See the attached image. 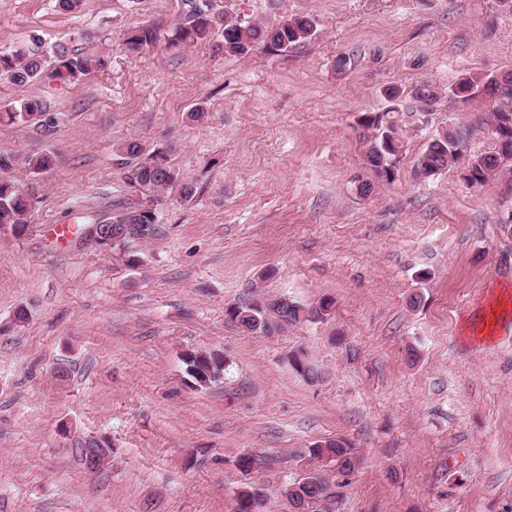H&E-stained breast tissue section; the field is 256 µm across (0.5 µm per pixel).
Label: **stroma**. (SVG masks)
<instances>
[{"mask_svg":"<svg viewBox=\"0 0 512 512\" xmlns=\"http://www.w3.org/2000/svg\"><path fill=\"white\" fill-rule=\"evenodd\" d=\"M213 3L241 19L307 15L315 30L236 56L219 39L170 44L184 0H0V50L61 43L108 61L68 85L0 76V112L38 99L55 121L0 124V150L57 157L0 170L32 202L24 233L0 230V512H236L247 483L264 512H293L283 490L326 438L361 459L340 512H512V239L498 229L512 189L413 174L449 123L469 130V153L491 151L493 103L399 114L390 182L366 167L361 125L387 89L512 70V7ZM146 25L157 41L129 50ZM126 141L164 150L197 188L188 202L161 192L153 236L126 246L133 268L52 233L132 202ZM264 294L334 307L276 336L241 332L227 307ZM189 350L223 353L222 378L191 387ZM299 351L323 382L293 370ZM91 437L112 444L94 472L77 453ZM254 453L262 467L242 474L235 459Z\"/></svg>","mask_w":512,"mask_h":512,"instance_id":"obj_1","label":"stroma"}]
</instances>
